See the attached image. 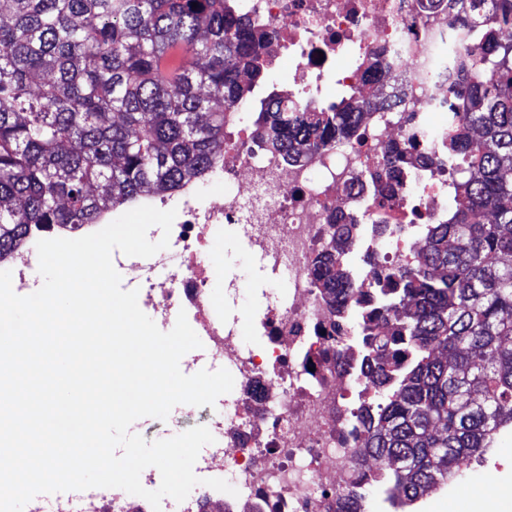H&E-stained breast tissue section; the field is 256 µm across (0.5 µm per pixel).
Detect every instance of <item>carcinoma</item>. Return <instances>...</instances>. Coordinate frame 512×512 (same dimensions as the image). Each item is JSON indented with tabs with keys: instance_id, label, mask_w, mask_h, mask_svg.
Listing matches in <instances>:
<instances>
[{
	"instance_id": "cac0c4a2",
	"label": "carcinoma",
	"mask_w": 512,
	"mask_h": 512,
	"mask_svg": "<svg viewBox=\"0 0 512 512\" xmlns=\"http://www.w3.org/2000/svg\"><path fill=\"white\" fill-rule=\"evenodd\" d=\"M448 18L512 23V0H447ZM454 62L461 109L448 116V222L423 224L412 261L353 284L344 224L315 261L358 340L372 393L353 412L361 441L342 512L390 483L407 503L512 427V43ZM265 33L235 0H0V254L33 226L93 224L105 211L201 180L224 154V105L247 107L270 70ZM181 47L173 80L160 64ZM348 90L327 112L261 101L254 140L296 161L350 134L373 107ZM396 111L397 102L374 106Z\"/></svg>"
}]
</instances>
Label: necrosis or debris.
<instances>
[{"mask_svg": "<svg viewBox=\"0 0 512 512\" xmlns=\"http://www.w3.org/2000/svg\"><path fill=\"white\" fill-rule=\"evenodd\" d=\"M266 34L270 64L289 60L288 98H312L322 107L336 102L337 88H357L399 100L395 112H364L354 136L335 140L309 158L288 162L255 145L241 109L225 107L224 155L206 181L189 183L175 197H151L161 210L176 209L171 246L149 258L113 252L114 266L131 270L143 305L158 328L179 312L203 343L187 367L221 363L238 381L239 395L225 399L221 413L185 406L183 418L201 414L215 441L194 466L200 485L187 499L164 498L160 512H335L356 463L359 442L347 398L362 386L356 349L333 351L331 335L342 322L312 267L324 251L331 223L363 230L351 255L355 281L372 285L377 275L410 261L422 224L448 218V171L414 165L390 180L393 143H413L417 152L440 149L447 125L430 113L457 109L452 58L469 48V28L450 22L446 6L430 0H236ZM383 62L379 72L368 59ZM72 229L34 228L13 250L7 268L12 285H40L36 243L44 238H79L114 221ZM238 225L247 243L274 274L286 277L287 297L255 315L265 343L242 346L224 320L215 291L220 269L214 235ZM386 224L381 235L376 225ZM209 478L232 482L225 500L206 486ZM28 512H153L143 498L119 489L94 488L41 494Z\"/></svg>", "mask_w": 512, "mask_h": 512, "instance_id": "4bbe7bcc", "label": "necrosis or debris"}]
</instances>
